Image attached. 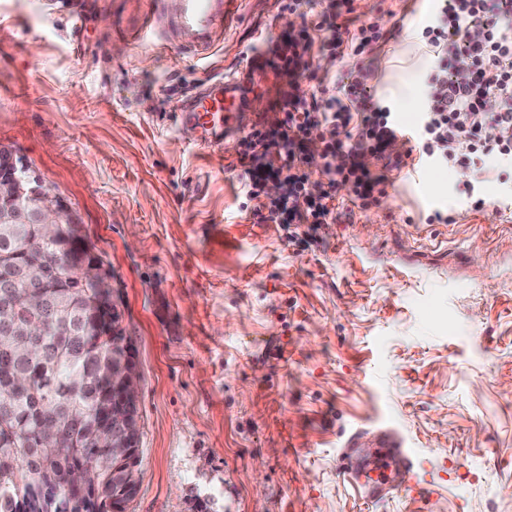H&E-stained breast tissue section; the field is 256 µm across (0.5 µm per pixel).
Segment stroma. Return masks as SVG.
<instances>
[{
  "mask_svg": "<svg viewBox=\"0 0 512 512\" xmlns=\"http://www.w3.org/2000/svg\"><path fill=\"white\" fill-rule=\"evenodd\" d=\"M387 6L372 95L411 119L435 0ZM238 0L209 57L175 52L148 0H0V144L80 218L109 265L140 374V492L126 512H512V209L471 171L391 172L378 208L291 243L239 208L237 140L196 145L176 106L302 25ZM440 204L456 223L429 224ZM398 437L423 486L361 498L357 438Z\"/></svg>",
  "mask_w": 512,
  "mask_h": 512,
  "instance_id": "35a3bbf8",
  "label": "stroma"
}]
</instances>
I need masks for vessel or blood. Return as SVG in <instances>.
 <instances>
[{
  "mask_svg": "<svg viewBox=\"0 0 512 512\" xmlns=\"http://www.w3.org/2000/svg\"><path fill=\"white\" fill-rule=\"evenodd\" d=\"M228 3L169 0L167 6L150 13L147 23L171 31L180 50L203 58L215 45L214 33L224 24ZM250 106L246 80L225 76L187 100L178 118L196 129L197 144L220 148L225 136L238 131L239 115ZM341 460L340 476L365 498L378 500L395 493L408 498L421 489L410 451L402 449L393 436L381 437L375 461L353 458L347 450L342 452Z\"/></svg>",
  "mask_w": 512,
  "mask_h": 512,
  "instance_id": "obj_1",
  "label": "vessel or blood"
}]
</instances>
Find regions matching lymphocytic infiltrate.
I'll use <instances>...</instances> for the list:
<instances>
[{
  "label": "lymphocytic infiltrate",
  "instance_id": "obj_1",
  "mask_svg": "<svg viewBox=\"0 0 512 512\" xmlns=\"http://www.w3.org/2000/svg\"><path fill=\"white\" fill-rule=\"evenodd\" d=\"M354 0H329L316 20L278 37H264L271 55L276 99L240 138L242 210L259 223L279 224L296 240L298 226L315 231L336 221V191L367 212L385 195L387 171L407 162L419 169H468L492 174L512 160V0H447L418 31L421 50L433 57L423 78L419 112L410 133L398 113L368 92L375 77L365 58L391 33L383 15L339 24L355 13ZM347 62V82L319 74L316 53ZM310 82L303 90L302 82ZM494 108H487V101ZM494 137H486V128ZM376 155L384 174L361 162ZM320 163L326 188L313 190L310 164ZM279 186L268 197V184Z\"/></svg>",
  "mask_w": 512,
  "mask_h": 512
}]
</instances>
